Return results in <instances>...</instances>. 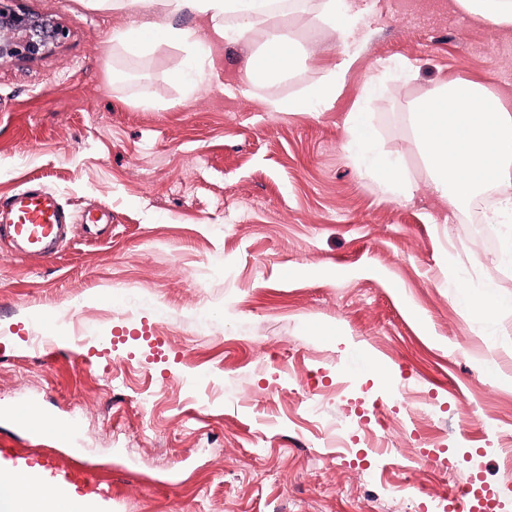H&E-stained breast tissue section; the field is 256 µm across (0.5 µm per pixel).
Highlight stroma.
<instances>
[{
    "instance_id": "35a3bbf8",
    "label": "stroma",
    "mask_w": 512,
    "mask_h": 512,
    "mask_svg": "<svg viewBox=\"0 0 512 512\" xmlns=\"http://www.w3.org/2000/svg\"><path fill=\"white\" fill-rule=\"evenodd\" d=\"M319 2L278 31L321 49L279 88L245 77L257 38L189 93L162 49L110 82L106 42L131 15L14 0L65 36L0 59V200L37 179L110 223L49 260L0 243V435L98 470L113 512H422L452 488L512 512V222L471 200L450 214L402 110L445 79L512 107V32L378 0L333 107L268 111L342 49ZM361 103L409 198L345 149ZM489 283L500 304L469 313ZM17 405L57 432L30 440Z\"/></svg>"
}]
</instances>
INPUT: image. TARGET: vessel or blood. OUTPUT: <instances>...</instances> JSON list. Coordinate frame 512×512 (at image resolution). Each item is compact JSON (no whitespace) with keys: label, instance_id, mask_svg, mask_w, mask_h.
<instances>
[{"label":"vessel or blood","instance_id":"vessel-or-blood-1","mask_svg":"<svg viewBox=\"0 0 512 512\" xmlns=\"http://www.w3.org/2000/svg\"><path fill=\"white\" fill-rule=\"evenodd\" d=\"M69 226L70 217L56 195L42 186H29L0 201V233L11 239L19 256L52 258ZM11 417L30 436L46 437L52 432V420L35 414L31 408L14 409ZM3 463L10 470L28 472L54 486L58 495L56 512H87V503L108 504L117 496L111 480L97 470L70 458H35L18 450L14 441L0 437V464Z\"/></svg>","mask_w":512,"mask_h":512}]
</instances>
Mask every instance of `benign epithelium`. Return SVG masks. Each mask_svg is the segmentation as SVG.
I'll return each mask as SVG.
<instances>
[{
  "mask_svg": "<svg viewBox=\"0 0 512 512\" xmlns=\"http://www.w3.org/2000/svg\"><path fill=\"white\" fill-rule=\"evenodd\" d=\"M64 36L62 28L38 14L0 8V58L32 59Z\"/></svg>",
  "mask_w": 512,
  "mask_h": 512,
  "instance_id": "1",
  "label": "benign epithelium"
}]
</instances>
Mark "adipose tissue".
Wrapping results in <instances>:
<instances>
[{
    "instance_id": "obj_1",
    "label": "adipose tissue",
    "mask_w": 512,
    "mask_h": 512,
    "mask_svg": "<svg viewBox=\"0 0 512 512\" xmlns=\"http://www.w3.org/2000/svg\"><path fill=\"white\" fill-rule=\"evenodd\" d=\"M92 10L131 14L130 25L113 30L109 53L132 55L160 46L176 59L171 69L175 81L184 78L186 60L196 62L194 87H201L211 74L213 52L224 45L247 42L265 28L274 27L276 15L267 0H81ZM452 6L473 20L496 29L512 28V0H453ZM373 9L368 0H321L319 18L336 31L343 44L324 82L306 99H269L272 112L294 111L314 103L330 109L342 89V79L359 60L370 31L364 23ZM190 13L196 26H173L174 16ZM292 43L270 42L263 54L246 62L250 84L269 80L271 72L291 71L295 64ZM409 127L419 141L422 156L431 171L435 190L450 209L474 197L486 183L501 190L506 207L512 208V109L498 93L478 83L444 82L405 106ZM30 512H53L55 499L43 492L39 482L24 474L0 476V512H15L18 500Z\"/></svg>"
}]
</instances>
